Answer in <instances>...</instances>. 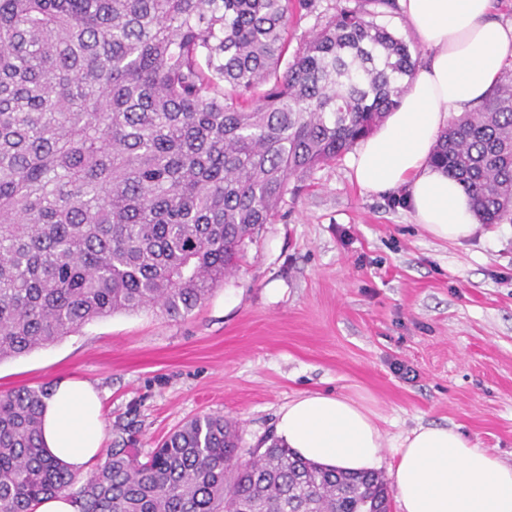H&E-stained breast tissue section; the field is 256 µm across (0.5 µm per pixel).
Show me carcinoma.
Segmentation results:
<instances>
[{"label":"carcinoma","instance_id":"obj_1","mask_svg":"<svg viewBox=\"0 0 512 512\" xmlns=\"http://www.w3.org/2000/svg\"><path fill=\"white\" fill-rule=\"evenodd\" d=\"M316 0H0V360L112 314L184 318L273 222L291 180L343 156L401 101L418 57L361 5L291 59ZM432 163L484 224L512 222V78L453 119ZM45 388L0 392V512L69 493L81 512H388L376 472L196 416L85 481L42 445Z\"/></svg>","mask_w":512,"mask_h":512}]
</instances>
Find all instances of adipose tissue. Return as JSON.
I'll list each match as a JSON object with an SVG mask.
<instances>
[{
	"instance_id": "obj_1",
	"label": "adipose tissue",
	"mask_w": 512,
	"mask_h": 512,
	"mask_svg": "<svg viewBox=\"0 0 512 512\" xmlns=\"http://www.w3.org/2000/svg\"><path fill=\"white\" fill-rule=\"evenodd\" d=\"M403 21L427 56L383 124L360 141L349 166L375 193L403 192L416 223L443 241L476 229L462 185L430 161L450 114L482 103L512 63V20L495 0H399ZM278 438L297 455L347 472L371 470L382 435L369 409L342 395L303 394L282 407ZM102 402L87 382L58 379L42 410L48 454L75 474L99 460ZM391 471L401 512H512V466L456 428L421 426L398 450Z\"/></svg>"
}]
</instances>
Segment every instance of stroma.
I'll use <instances>...</instances> for the list:
<instances>
[{
    "mask_svg": "<svg viewBox=\"0 0 512 512\" xmlns=\"http://www.w3.org/2000/svg\"><path fill=\"white\" fill-rule=\"evenodd\" d=\"M61 377L99 390L105 447L142 458L206 413L238 422L241 452L263 447L281 407L321 392L366 398L381 475L421 424L512 464V224L438 240L328 162L188 317L117 313L0 360V391Z\"/></svg>",
    "mask_w": 512,
    "mask_h": 512,
    "instance_id": "stroma-1",
    "label": "stroma"
}]
</instances>
